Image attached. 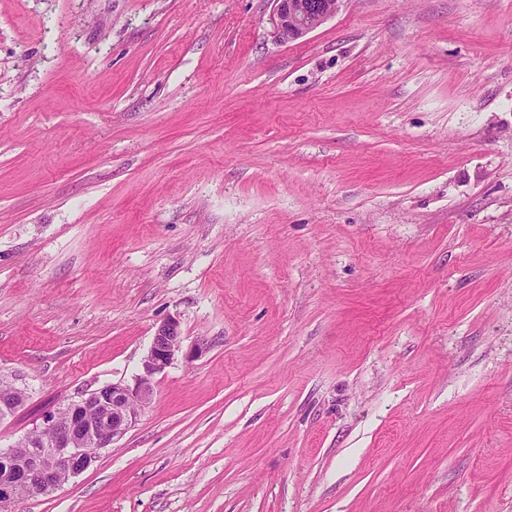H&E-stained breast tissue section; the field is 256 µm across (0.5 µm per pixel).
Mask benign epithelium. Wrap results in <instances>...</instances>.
<instances>
[{
    "label": "benign epithelium",
    "instance_id": "7a95c632",
    "mask_svg": "<svg viewBox=\"0 0 512 512\" xmlns=\"http://www.w3.org/2000/svg\"><path fill=\"white\" fill-rule=\"evenodd\" d=\"M274 34L282 44L313 32L334 17L344 0H272ZM182 352V336L175 318L164 321L132 383L112 382L88 390L65 404L64 413L48 412L42 425L27 433L23 451L0 455V503L15 501L18 491L50 495L86 471L100 451L135 425L154 396V378ZM26 398L25 389H0V417L15 412Z\"/></svg>",
    "mask_w": 512,
    "mask_h": 512
}]
</instances>
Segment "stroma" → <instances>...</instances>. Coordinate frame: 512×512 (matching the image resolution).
<instances>
[{
    "instance_id": "35a3bbf8",
    "label": "stroma",
    "mask_w": 512,
    "mask_h": 512,
    "mask_svg": "<svg viewBox=\"0 0 512 512\" xmlns=\"http://www.w3.org/2000/svg\"><path fill=\"white\" fill-rule=\"evenodd\" d=\"M0 0V448L183 348L9 512H512V0ZM274 34L282 44L313 32L334 17L343 0H272ZM26 398L25 389L11 384L10 388L0 389V417L12 414L22 406Z\"/></svg>"
}]
</instances>
